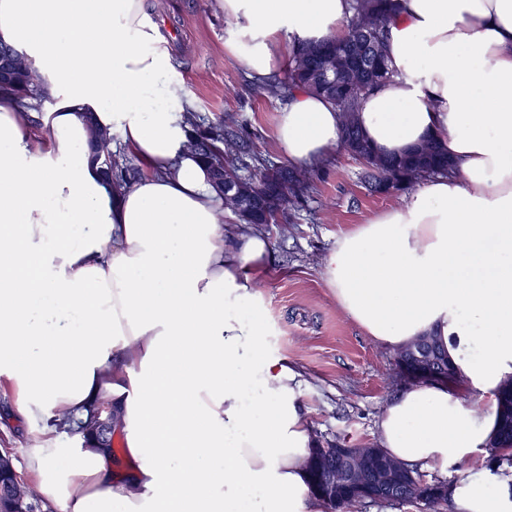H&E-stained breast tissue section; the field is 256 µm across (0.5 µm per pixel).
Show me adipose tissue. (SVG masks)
<instances>
[{"mask_svg": "<svg viewBox=\"0 0 512 512\" xmlns=\"http://www.w3.org/2000/svg\"><path fill=\"white\" fill-rule=\"evenodd\" d=\"M224 50L278 75L299 41L342 40L350 0H215ZM393 77L361 102L373 150L437 137L458 174L336 238L323 259L338 308L384 348L429 335L458 385L413 383L379 421L380 448L438 472L460 463L453 512H512V477L480 454L512 379V0H403L387 24ZM0 40L53 105L0 90V385L13 423H39L24 468L56 512H327L310 489L316 438L304 373L241 317L271 273L268 239L225 211L188 147L189 89L149 0H0ZM118 133L140 166L117 188L90 144ZM275 140L295 167L341 144L334 106L296 90ZM253 391L245 404L243 387ZM470 392L480 401L467 400ZM108 400L122 462L74 436L60 464L55 409Z\"/></svg>", "mask_w": 512, "mask_h": 512, "instance_id": "ef3b65f1", "label": "adipose tissue"}]
</instances>
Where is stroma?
I'll return each instance as SVG.
<instances>
[{
    "mask_svg": "<svg viewBox=\"0 0 512 512\" xmlns=\"http://www.w3.org/2000/svg\"><path fill=\"white\" fill-rule=\"evenodd\" d=\"M155 4L151 21L170 48L169 77L190 89L200 124L208 127L220 117H234L247 137L248 155L285 164L275 141L282 102L267 97L260 84L225 55L224 43L234 30L214 11L213 0ZM403 198L400 191H371L364 165L340 150L288 208L286 223L264 227L274 265L251 309L263 319L266 349L304 368L314 434L325 443L376 446L382 410L407 386L395 352L376 343L338 309L321 268L337 235L399 205Z\"/></svg>",
    "mask_w": 512,
    "mask_h": 512,
    "instance_id": "1",
    "label": "stroma"
}]
</instances>
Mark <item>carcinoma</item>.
Listing matches in <instances>:
<instances>
[{
	"label": "carcinoma",
	"instance_id": "1",
	"mask_svg": "<svg viewBox=\"0 0 512 512\" xmlns=\"http://www.w3.org/2000/svg\"><path fill=\"white\" fill-rule=\"evenodd\" d=\"M398 7L395 0H351V16L347 20V35L342 41L328 39L319 43L298 44L292 51L288 69L284 76L263 84V90L270 96L286 97L294 89H305L326 98L341 116L342 143L345 150L361 159L367 168L370 188L379 194L407 190L419 181L434 175L454 174V166L448 164L447 153L433 138L426 140L407 154L399 158L378 156L364 139L359 130L356 113L362 99L379 83L391 78L384 55L387 34V22ZM337 52L344 62H356L361 68V84L350 83L343 68L336 70L335 78L329 82L324 78L322 57L327 52ZM9 86L19 94L39 99L43 94L35 84L27 69L23 68L13 75ZM95 154H110L109 165L105 166L109 177L122 181V167L112 151V135L97 128L91 129ZM240 138L220 126L202 128L192 122L190 135L191 148L208 164L220 163L232 177L230 184L240 189L244 196V205L249 212L239 209L236 198L222 195L224 207L236 215L240 223L272 224L279 210L295 202L313 180L315 171H301L296 180L287 179L284 169L275 168L266 174V191L259 202L250 199L252 182L239 174ZM432 366L444 371L443 380L455 382L448 354L438 346L429 352ZM52 422L58 432L69 436L80 432L87 438L96 440L102 447L110 449L114 444L112 431V412L108 411V402L99 401L89 409L87 419L74 421L72 413L66 410L53 412ZM0 509L3 512H51L41 499L35 487L18 477L15 456L11 449L0 450ZM327 462L310 456L308 471L312 490H317L323 479V470ZM404 471L397 483L393 501H409V487L420 482L413 469L403 465Z\"/></svg>",
	"mask_w": 512,
	"mask_h": 512
}]
</instances>
